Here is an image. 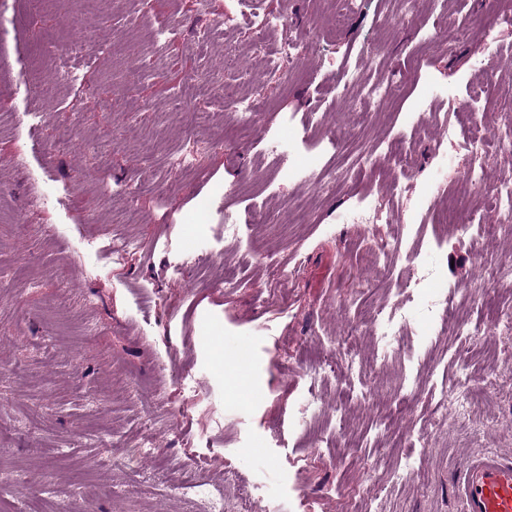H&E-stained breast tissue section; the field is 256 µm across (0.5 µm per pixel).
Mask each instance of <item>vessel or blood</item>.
I'll use <instances>...</instances> for the list:
<instances>
[{
    "mask_svg": "<svg viewBox=\"0 0 512 512\" xmlns=\"http://www.w3.org/2000/svg\"><path fill=\"white\" fill-rule=\"evenodd\" d=\"M455 489L460 512H512V458L491 451L469 456Z\"/></svg>",
    "mask_w": 512,
    "mask_h": 512,
    "instance_id": "1",
    "label": "vessel or blood"
}]
</instances>
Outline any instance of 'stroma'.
Returning a JSON list of instances; mask_svg holds the SVG:
<instances>
[{
    "instance_id": "stroma-1",
    "label": "stroma",
    "mask_w": 512,
    "mask_h": 512,
    "mask_svg": "<svg viewBox=\"0 0 512 512\" xmlns=\"http://www.w3.org/2000/svg\"><path fill=\"white\" fill-rule=\"evenodd\" d=\"M210 2L202 19L194 0H0V401L16 419L0 429V507L197 512L181 492L196 482L246 512H460L457 466L484 450L512 457V335L495 330L512 282L467 291L473 252L496 265L512 238L493 234L503 218L488 197L460 228L444 225L432 184L450 167L452 200L471 195L473 134L497 176L512 0H419L410 16L400 0ZM262 11L284 17L275 36L247 25ZM389 16L398 24L383 27ZM169 28L178 37L156 48L152 33ZM75 36L71 77L41 94ZM350 68L402 94L335 142L330 130L352 120ZM244 92L264 102L246 124ZM176 101L214 118L187 125ZM452 106L473 114L461 137L420 134ZM273 139L288 153H270ZM190 149L196 167L154 180ZM361 154L367 176L319 197L288 174L303 163L319 179ZM374 197L391 221L370 239L351 216ZM400 224L399 253L378 266L373 239ZM128 242L137 250L112 264ZM409 260L437 263L438 282L414 295L447 292L471 341L447 328L426 339L411 323L391 350L372 340L366 314L397 301ZM461 351L474 411L433 427ZM312 364L326 367L314 381ZM234 384L248 400H232ZM146 441L150 454L124 465Z\"/></svg>"
}]
</instances>
